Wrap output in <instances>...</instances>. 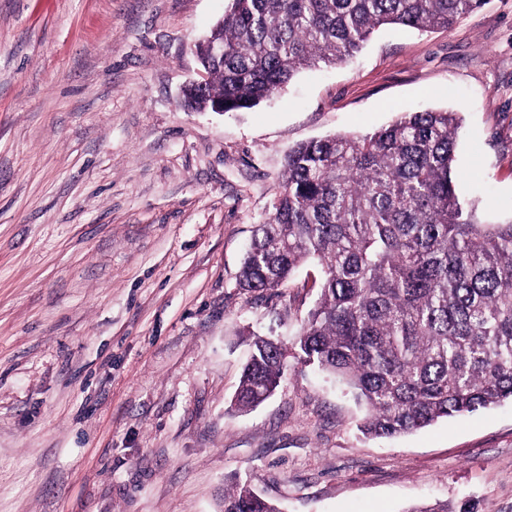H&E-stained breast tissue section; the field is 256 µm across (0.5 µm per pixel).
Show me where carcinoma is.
Masks as SVG:
<instances>
[{
  "label": "carcinoma",
  "mask_w": 512,
  "mask_h": 512,
  "mask_svg": "<svg viewBox=\"0 0 512 512\" xmlns=\"http://www.w3.org/2000/svg\"><path fill=\"white\" fill-rule=\"evenodd\" d=\"M484 0H227L196 45L208 80L190 109H251L318 62L341 64L384 24L447 31ZM224 46L213 57L207 45ZM455 112H404L361 135L297 146L244 254L238 287L279 288L309 259L318 298L292 344L254 334L233 400L248 411L313 365L365 407L358 429L396 437L512 400V221L481 222L456 193ZM224 512H278L237 483Z\"/></svg>",
  "instance_id": "1"
}]
</instances>
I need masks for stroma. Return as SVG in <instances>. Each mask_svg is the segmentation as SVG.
Returning a JSON list of instances; mask_svg holds the SVG:
<instances>
[{
	"label": "stroma",
	"mask_w": 512,
	"mask_h": 512,
	"mask_svg": "<svg viewBox=\"0 0 512 512\" xmlns=\"http://www.w3.org/2000/svg\"><path fill=\"white\" fill-rule=\"evenodd\" d=\"M225 0H0V512H512V403L395 439L296 365L232 409L249 331L292 342L318 267L245 294L241 261L297 145L458 113L457 192L512 219V0L386 25L245 112H192ZM247 483L238 482L224 490L225 512H278L276 507L265 498L253 494ZM254 490V489H253Z\"/></svg>",
	"instance_id": "obj_1"
}]
</instances>
